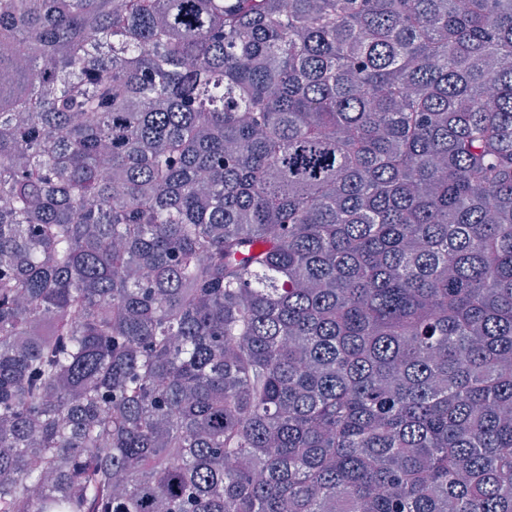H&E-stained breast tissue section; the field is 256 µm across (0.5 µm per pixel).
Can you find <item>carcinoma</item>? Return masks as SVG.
<instances>
[{"label": "carcinoma", "instance_id": "carcinoma-1", "mask_svg": "<svg viewBox=\"0 0 512 512\" xmlns=\"http://www.w3.org/2000/svg\"><path fill=\"white\" fill-rule=\"evenodd\" d=\"M0 512H512V0H0Z\"/></svg>", "mask_w": 512, "mask_h": 512}]
</instances>
